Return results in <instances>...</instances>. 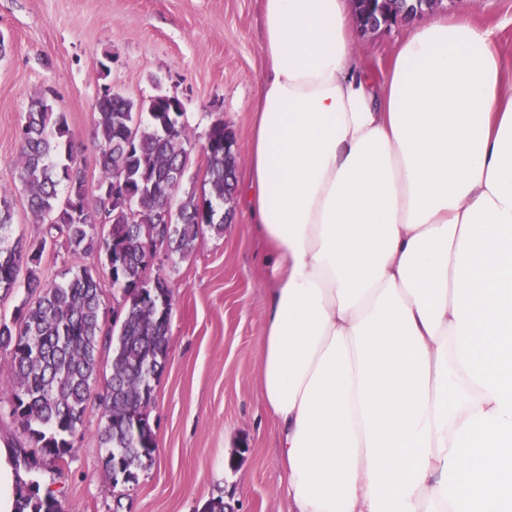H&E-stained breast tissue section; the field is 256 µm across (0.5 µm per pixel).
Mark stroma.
<instances>
[{
  "label": "stroma",
  "mask_w": 512,
  "mask_h": 512,
  "mask_svg": "<svg viewBox=\"0 0 512 512\" xmlns=\"http://www.w3.org/2000/svg\"><path fill=\"white\" fill-rule=\"evenodd\" d=\"M260 0H0V186L26 239L44 226L16 176V130L32 98L66 113L77 162L99 178L94 105L114 86L142 101L180 98L196 147L184 190L207 197L201 150L223 120L235 139L237 179L247 178L255 88L261 77ZM442 15L496 27L512 56V0H444ZM409 31L401 21L359 35L358 61L382 79ZM223 231L206 230L193 254L163 262L172 291L169 348L148 407L157 449L133 484H113L98 441L101 412L89 406L61 469L43 467L64 512H288L274 460L276 430L260 393L265 246L233 204Z\"/></svg>",
  "instance_id": "obj_1"
}]
</instances>
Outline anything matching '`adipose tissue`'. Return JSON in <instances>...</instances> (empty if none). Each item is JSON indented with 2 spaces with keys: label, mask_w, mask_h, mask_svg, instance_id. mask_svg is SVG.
I'll list each match as a JSON object with an SVG mask.
<instances>
[{
  "label": "adipose tissue",
  "mask_w": 512,
  "mask_h": 512,
  "mask_svg": "<svg viewBox=\"0 0 512 512\" xmlns=\"http://www.w3.org/2000/svg\"><path fill=\"white\" fill-rule=\"evenodd\" d=\"M241 194L288 512H512V58L412 19L383 78L351 0H262Z\"/></svg>",
  "instance_id": "obj_1"
}]
</instances>
